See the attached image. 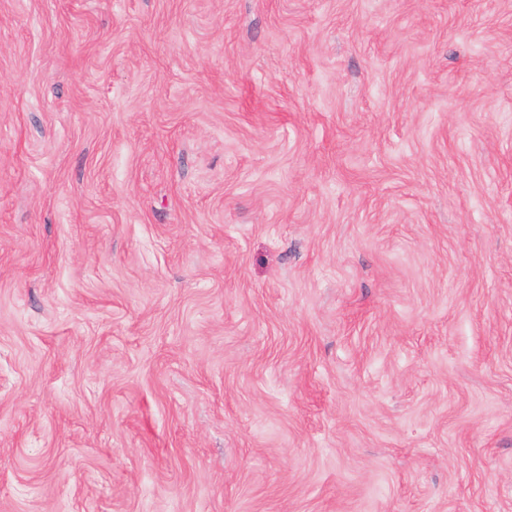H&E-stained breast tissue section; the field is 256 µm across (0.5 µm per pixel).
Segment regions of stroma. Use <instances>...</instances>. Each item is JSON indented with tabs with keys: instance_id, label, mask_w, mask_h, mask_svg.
Listing matches in <instances>:
<instances>
[{
	"instance_id": "stroma-1",
	"label": "stroma",
	"mask_w": 512,
	"mask_h": 512,
	"mask_svg": "<svg viewBox=\"0 0 512 512\" xmlns=\"http://www.w3.org/2000/svg\"><path fill=\"white\" fill-rule=\"evenodd\" d=\"M0 512H512V0H0Z\"/></svg>"
}]
</instances>
